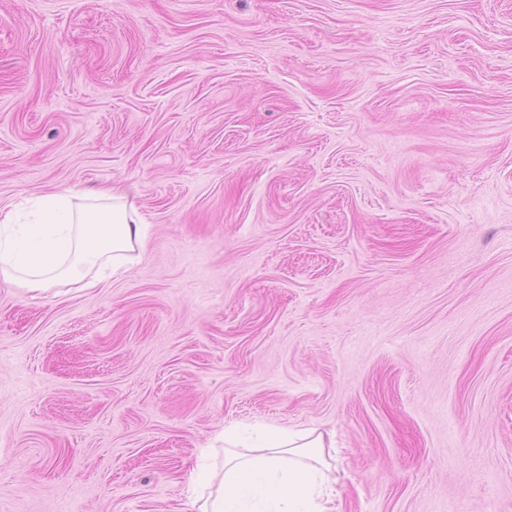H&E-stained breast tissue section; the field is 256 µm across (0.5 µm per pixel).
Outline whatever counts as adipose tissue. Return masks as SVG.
<instances>
[{"mask_svg":"<svg viewBox=\"0 0 512 512\" xmlns=\"http://www.w3.org/2000/svg\"><path fill=\"white\" fill-rule=\"evenodd\" d=\"M71 191L47 196L42 220L13 230L11 214L0 216V280L34 290L61 281L95 288L105 273L117 272L131 252L143 251L145 226L120 187L101 189L88 203L73 206ZM221 471L197 470L194 485L208 488L199 512H243L244 502L262 512H340L326 473L331 464L323 434L272 431L260 448L233 450L232 434Z\"/></svg>","mask_w":512,"mask_h":512,"instance_id":"adipose-tissue-1","label":"adipose tissue"}]
</instances>
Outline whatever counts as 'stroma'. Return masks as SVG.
<instances>
[{
	"mask_svg": "<svg viewBox=\"0 0 512 512\" xmlns=\"http://www.w3.org/2000/svg\"><path fill=\"white\" fill-rule=\"evenodd\" d=\"M142 258L0 281V512H197L237 427L341 512H512V0H0V211ZM72 193L65 190L42 201L40 224L13 231L11 213L0 214V276L13 283L39 290L60 281L96 288L121 269L128 253L144 250L145 224L118 186L101 189L74 208ZM96 274L86 280L89 274Z\"/></svg>",
	"mask_w": 512,
	"mask_h": 512,
	"instance_id": "stroma-1",
	"label": "stroma"
}]
</instances>
